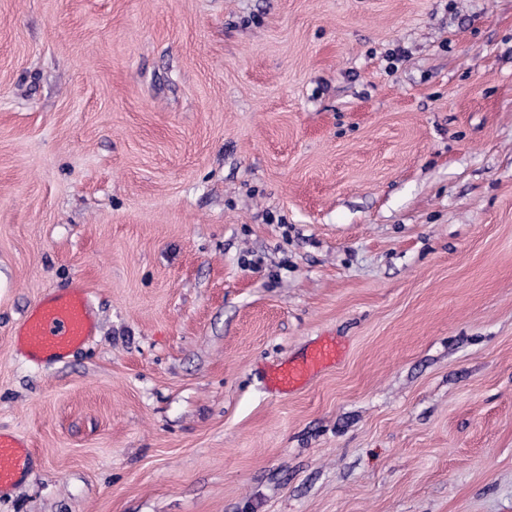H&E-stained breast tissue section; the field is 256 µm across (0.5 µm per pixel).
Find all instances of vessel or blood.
<instances>
[{"mask_svg":"<svg viewBox=\"0 0 512 512\" xmlns=\"http://www.w3.org/2000/svg\"><path fill=\"white\" fill-rule=\"evenodd\" d=\"M95 323L90 297L74 288L36 302L18 327L14 340L18 350L32 362L59 361L92 336ZM341 349L332 339L313 343L305 355L277 366L269 375L272 389H297L322 369L336 364ZM31 452L16 436L0 432V489L14 485L30 468Z\"/></svg>","mask_w":512,"mask_h":512,"instance_id":"vessel-or-blood-1","label":"vessel or blood"}]
</instances>
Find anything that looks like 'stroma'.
<instances>
[{
    "instance_id": "obj_1",
    "label": "stroma",
    "mask_w": 512,
    "mask_h": 512,
    "mask_svg": "<svg viewBox=\"0 0 512 512\" xmlns=\"http://www.w3.org/2000/svg\"><path fill=\"white\" fill-rule=\"evenodd\" d=\"M0 431V512H512V0H0ZM95 323L85 288L47 296L36 302L15 332L18 350L37 364L59 361L93 335ZM340 355L335 340L319 339L301 358L277 366L269 375V384L279 392L295 390L322 369L336 364ZM28 445L12 434L0 432V489L14 485L30 468Z\"/></svg>"
}]
</instances>
